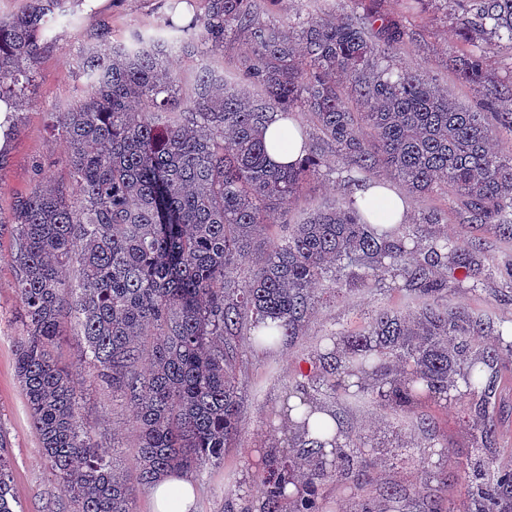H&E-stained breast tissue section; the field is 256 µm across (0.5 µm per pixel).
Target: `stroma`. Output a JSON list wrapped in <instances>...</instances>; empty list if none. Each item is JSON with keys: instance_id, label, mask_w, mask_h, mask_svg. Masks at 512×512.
Returning <instances> with one entry per match:
<instances>
[{"instance_id": "35a3bbf8", "label": "stroma", "mask_w": 512, "mask_h": 512, "mask_svg": "<svg viewBox=\"0 0 512 512\" xmlns=\"http://www.w3.org/2000/svg\"><path fill=\"white\" fill-rule=\"evenodd\" d=\"M163 2L95 0L94 6L108 17L113 39L123 41L133 30L155 25L163 12ZM415 23L422 37L417 45L398 51V62L410 70L436 75L453 97L468 107H477L480 92L458 81L451 69L454 57L463 48L456 21L446 18L443 12L431 11L417 15ZM56 34L41 55L19 109L17 131L7 144L8 163L0 169V213L4 215L10 213L16 197L31 189L35 161L44 162L46 169L53 171L67 153L64 138L49 126V114L66 107L81 94L83 80L71 63L81 32L61 25ZM11 250L9 236L0 237V433L8 442L14 498L19 512H70V498L52 475L31 429L27 402L16 374L15 341L22 327ZM439 302L465 306L494 320L512 322V291L499 294L493 282L476 292H452L440 297ZM378 306L402 313L416 308L405 292L387 288L371 294L354 281L344 300L317 305L304 335L296 341L247 347L239 369L245 424L237 448L196 480L199 512H256L251 491L253 464L290 430L279 414L289 385L309 371L311 354L320 336L363 324ZM496 396L495 450L487 459L492 467L512 465V372L503 371ZM320 403L343 418L348 426L368 435L366 450L372 459L355 493H348L343 480L325 484L322 512H349L357 494L369 498L376 512H424L430 495L439 488L440 473L446 470L454 471L455 477L445 496L453 512H464L471 485L458 468L476 453L472 443L476 416L469 402L422 404L417 415L426 419L428 426L424 429L408 418L372 405L328 397L321 398ZM81 414L114 468L121 473L128 471L133 433L125 402L113 399L109 392L93 389L83 398ZM395 489L402 493L397 503L385 497L387 491Z\"/></svg>"}]
</instances>
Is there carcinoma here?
<instances>
[{
    "label": "carcinoma",
    "mask_w": 512,
    "mask_h": 512,
    "mask_svg": "<svg viewBox=\"0 0 512 512\" xmlns=\"http://www.w3.org/2000/svg\"><path fill=\"white\" fill-rule=\"evenodd\" d=\"M83 2L27 0L0 17V101L13 108L58 21L84 37L73 57L82 95L50 113L67 155L57 172L36 165L30 192L0 215L23 311L17 377L72 512H136L133 489L83 422L81 385L129 407L138 484L175 470L200 477L241 432L246 342L303 335L314 286L325 281L339 296L355 270L367 291L397 288L421 304L410 315L380 306L362 327L325 335L306 380L288 390L304 410L258 474L259 512H319L325 481L359 475L362 440L339 418L318 417L320 395L408 415L426 401L469 397L476 443L493 448L492 398L512 331L424 299L465 284L475 292L493 275L512 290V155L493 149L512 136V81L485 86V46L512 43V0H409L407 15L356 6L338 14L329 0H301L286 22L284 0H168L160 23L123 43L81 13ZM431 9L462 25L468 49L452 70L483 89L480 111L396 63L395 51L421 36L409 17ZM241 38L250 43L236 65L242 88L211 68ZM299 112L316 137L304 157L276 165L264 130L273 116ZM327 148L349 184L383 173L413 196L444 193L459 223L493 227L502 247L490 256L480 238L373 224L352 196L288 223L303 185L327 166ZM272 211L287 233L267 222ZM244 260L252 270L237 284ZM69 325L81 336L75 372L54 355ZM467 468V512H512V467ZM12 481L0 438V512H14Z\"/></svg>",
    "instance_id": "carcinoma-1"
}]
</instances>
